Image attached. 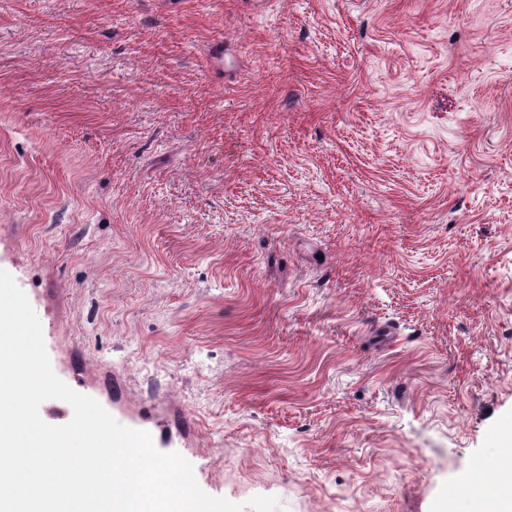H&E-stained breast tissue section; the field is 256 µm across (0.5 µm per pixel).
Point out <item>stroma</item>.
Returning a JSON list of instances; mask_svg holds the SVG:
<instances>
[{"label":"stroma","instance_id":"obj_1","mask_svg":"<svg viewBox=\"0 0 512 512\" xmlns=\"http://www.w3.org/2000/svg\"><path fill=\"white\" fill-rule=\"evenodd\" d=\"M0 269L55 375L216 495L477 512L512 0H0Z\"/></svg>","mask_w":512,"mask_h":512}]
</instances>
